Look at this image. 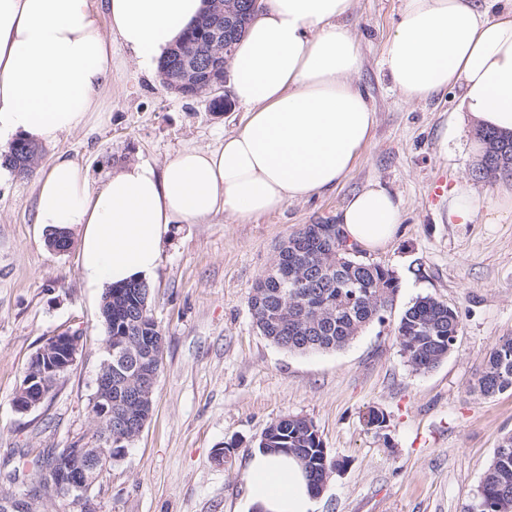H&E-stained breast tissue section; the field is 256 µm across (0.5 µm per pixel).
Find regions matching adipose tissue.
<instances>
[{"label":"adipose tissue","mask_w":512,"mask_h":512,"mask_svg":"<svg viewBox=\"0 0 512 512\" xmlns=\"http://www.w3.org/2000/svg\"><path fill=\"white\" fill-rule=\"evenodd\" d=\"M355 0H268L237 44L228 81L247 110L242 129L213 149H188L163 171L128 163L92 186L67 154L36 182V220L77 231L80 272L105 289L149 278L172 225L223 214L245 220L334 188L376 123L352 77L360 48L346 19ZM205 0H0V145L50 144L86 124L112 78V45L159 60ZM383 64L409 101L461 91L449 135L463 123L512 135V9L496 0H404ZM337 221L352 243L387 246L401 222L373 183ZM252 512H314L300 462L258 451L248 462Z\"/></svg>","instance_id":"obj_1"}]
</instances>
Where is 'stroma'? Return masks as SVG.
<instances>
[{
	"instance_id": "35a3bbf8",
	"label": "stroma",
	"mask_w": 512,
	"mask_h": 512,
	"mask_svg": "<svg viewBox=\"0 0 512 512\" xmlns=\"http://www.w3.org/2000/svg\"><path fill=\"white\" fill-rule=\"evenodd\" d=\"M403 0H356L347 23L361 65L354 83L376 112L372 136L334 189L249 220L216 215L176 224L150 281V310L165 339L154 410L91 494L99 512H248L246 468L270 423L299 416L340 460L315 498V512H467L502 438L512 434V393L475 388L495 341L512 336V209L500 205L512 177L475 176L476 132L447 138L460 93L405 100L381 66ZM240 104L211 112L206 98L170 93L158 72L112 47V81L86 128L43 146L39 166L67 153L99 183L116 166L162 167L180 151L215 147L241 130ZM476 195L472 222L448 220L436 181ZM36 176L0 167V467L19 450L89 448V399L105 357L101 292L80 273L77 246L52 251L34 221ZM399 201L402 222L370 261L391 268L399 288L382 324L344 348L293 353L257 330L248 306L278 245L306 224H332L346 200L369 184ZM456 310L459 333L431 371L413 370L393 335L417 297ZM79 332L72 366L42 405L17 413L13 398L41 342ZM385 415L365 424L369 410ZM229 448L226 462L216 449Z\"/></svg>"
}]
</instances>
